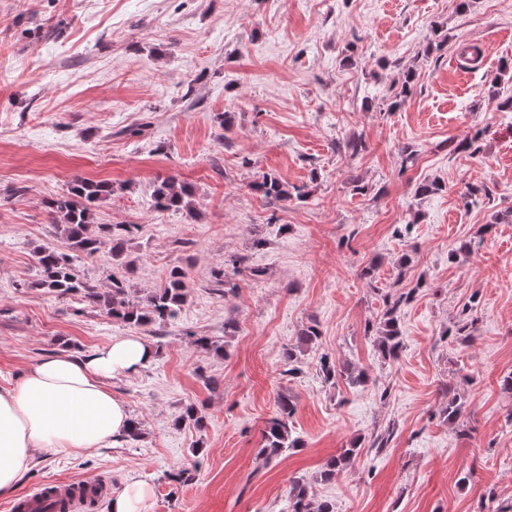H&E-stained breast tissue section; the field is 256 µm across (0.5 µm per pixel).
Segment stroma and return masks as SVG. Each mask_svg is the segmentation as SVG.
I'll list each match as a JSON object with an SVG mask.
<instances>
[{
    "label": "stroma",
    "mask_w": 512,
    "mask_h": 512,
    "mask_svg": "<svg viewBox=\"0 0 512 512\" xmlns=\"http://www.w3.org/2000/svg\"><path fill=\"white\" fill-rule=\"evenodd\" d=\"M508 99L512 0H0V387L43 356L133 332L29 286L35 248L69 250L44 202L74 179L112 184L95 223L135 227L132 299L189 270L178 317L135 331L154 361L111 381L141 436L42 455L19 493L106 478L116 494L148 483L146 512H286L301 477L335 512H512ZM265 174L301 199L265 200L252 188ZM166 177L192 189L190 208L154 206ZM429 182L439 191L416 195ZM232 257L244 271L221 296L212 274ZM406 291L388 360L375 330ZM310 325L320 337L287 374L283 350ZM325 355L368 383L325 381ZM282 394L303 445L259 470ZM189 404L203 427L182 421ZM354 442L351 465L321 480ZM191 466L192 483L170 480Z\"/></svg>",
    "instance_id": "stroma-1"
}]
</instances>
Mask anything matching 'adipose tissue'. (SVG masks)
I'll list each match as a JSON object with an SVG mask.
<instances>
[{"instance_id":"adipose-tissue-1","label":"adipose tissue","mask_w":512,"mask_h":512,"mask_svg":"<svg viewBox=\"0 0 512 512\" xmlns=\"http://www.w3.org/2000/svg\"><path fill=\"white\" fill-rule=\"evenodd\" d=\"M153 359L142 338L118 336L87 354L44 357L0 388V496L16 490L39 455L82 454L126 436L131 417L109 381Z\"/></svg>"}]
</instances>
